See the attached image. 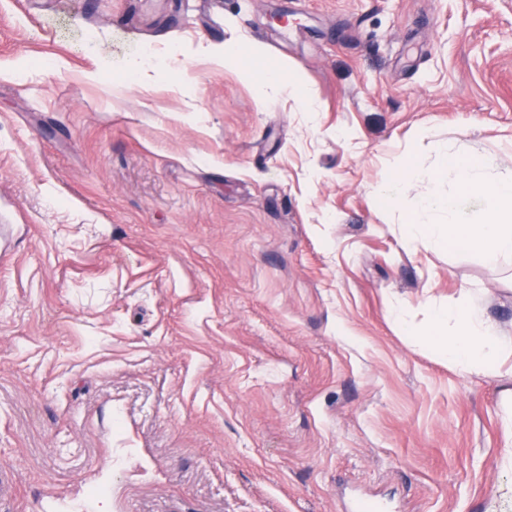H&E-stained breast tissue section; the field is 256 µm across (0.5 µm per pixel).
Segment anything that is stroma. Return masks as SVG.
<instances>
[{"label": "stroma", "mask_w": 512, "mask_h": 512, "mask_svg": "<svg viewBox=\"0 0 512 512\" xmlns=\"http://www.w3.org/2000/svg\"><path fill=\"white\" fill-rule=\"evenodd\" d=\"M445 151L512 177V0H0V512H512V351L422 337L512 264L378 199ZM247 77L251 78L259 91L262 99L266 98L268 86L276 85L282 90H294L297 84L293 79L287 77L281 70H268L262 67H256L246 72ZM399 175L386 181L381 187V198L391 206L403 204L400 196V187L403 182L411 179L426 180L429 183H436L440 179V170L437 168L425 170L420 168L411 159L403 158L397 165Z\"/></svg>", "instance_id": "35a3bbf8"}]
</instances>
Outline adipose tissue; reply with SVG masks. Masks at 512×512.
Listing matches in <instances>:
<instances>
[{
  "label": "adipose tissue",
  "mask_w": 512,
  "mask_h": 512,
  "mask_svg": "<svg viewBox=\"0 0 512 512\" xmlns=\"http://www.w3.org/2000/svg\"><path fill=\"white\" fill-rule=\"evenodd\" d=\"M444 166L455 171L462 192L448 198L435 192L422 197L411 211L410 236L429 232L438 242H456L481 253L492 264L512 259V180L487 181L485 164L477 159L446 157ZM439 210L447 211V223H432L433 213ZM430 330L442 334L440 348L449 364L465 371L493 367L512 346V338L470 303L436 311Z\"/></svg>",
  "instance_id": "ef3b65f1"
}]
</instances>
